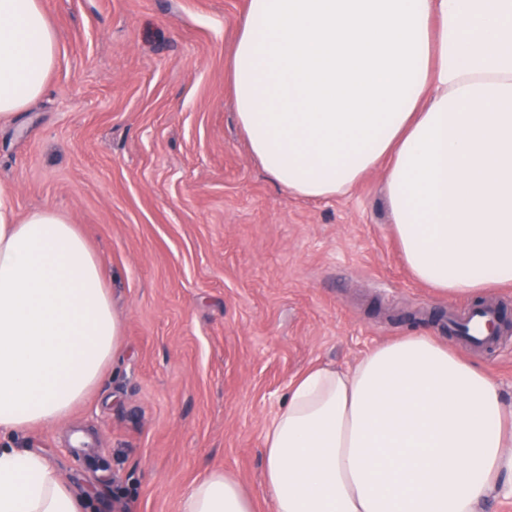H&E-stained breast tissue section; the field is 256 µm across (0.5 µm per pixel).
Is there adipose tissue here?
Masks as SVG:
<instances>
[{
    "label": "adipose tissue",
    "instance_id": "1",
    "mask_svg": "<svg viewBox=\"0 0 512 512\" xmlns=\"http://www.w3.org/2000/svg\"><path fill=\"white\" fill-rule=\"evenodd\" d=\"M42 0H0V120L46 91ZM254 157L308 199L384 166L413 277L455 299L512 285V0H248L228 63ZM98 259L56 211L0 197V438L66 418L122 350ZM272 512H478L512 497V404L437 337L316 365L265 427ZM0 512H89L47 459L0 448ZM179 512H256L215 470Z\"/></svg>",
    "mask_w": 512,
    "mask_h": 512
}]
</instances>
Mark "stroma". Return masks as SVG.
<instances>
[{"instance_id": "1", "label": "stroma", "mask_w": 512, "mask_h": 512, "mask_svg": "<svg viewBox=\"0 0 512 512\" xmlns=\"http://www.w3.org/2000/svg\"><path fill=\"white\" fill-rule=\"evenodd\" d=\"M45 94L0 122V188L48 206L98 258L123 351L57 424L13 436L93 512H178L212 470L270 512L262 434L289 383L472 306L418 282L389 231L383 168L296 196L253 157L227 57L247 0H42ZM464 356L512 398V332Z\"/></svg>"}]
</instances>
